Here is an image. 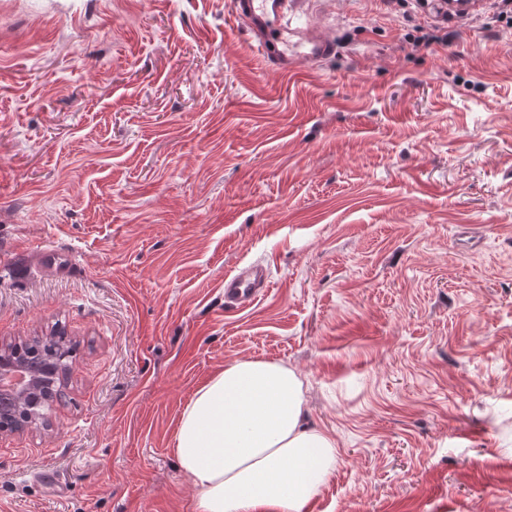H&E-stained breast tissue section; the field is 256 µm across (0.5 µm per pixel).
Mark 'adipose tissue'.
Listing matches in <instances>:
<instances>
[{
    "instance_id": "adipose-tissue-1",
    "label": "adipose tissue",
    "mask_w": 512,
    "mask_h": 512,
    "mask_svg": "<svg viewBox=\"0 0 512 512\" xmlns=\"http://www.w3.org/2000/svg\"><path fill=\"white\" fill-rule=\"evenodd\" d=\"M304 405L300 372L276 361L236 360L199 387L175 433L195 512H304L336 466Z\"/></svg>"
}]
</instances>
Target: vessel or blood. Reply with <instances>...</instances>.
I'll return each mask as SVG.
<instances>
[{
    "instance_id": "vessel-or-blood-1",
    "label": "vessel or blood",
    "mask_w": 512,
    "mask_h": 512,
    "mask_svg": "<svg viewBox=\"0 0 512 512\" xmlns=\"http://www.w3.org/2000/svg\"><path fill=\"white\" fill-rule=\"evenodd\" d=\"M302 0H233L235 16L250 31L262 55L275 59L282 71H289L290 57L284 50L288 29L283 24L287 11L300 7ZM298 44L305 58L322 60L334 54L335 45L325 35L304 33ZM270 270L263 265L239 266L224 275V306L232 310L252 307L268 290Z\"/></svg>"
}]
</instances>
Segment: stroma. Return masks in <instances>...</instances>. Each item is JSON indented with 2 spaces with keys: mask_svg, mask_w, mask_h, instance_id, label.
I'll list each match as a JSON object with an SVG mask.
<instances>
[{
  "mask_svg": "<svg viewBox=\"0 0 512 512\" xmlns=\"http://www.w3.org/2000/svg\"><path fill=\"white\" fill-rule=\"evenodd\" d=\"M231 2L0 0V344L76 348L0 512H194L180 414L247 357L336 440L319 512H512V13L307 0L283 74ZM269 285L268 267L252 264L235 267L224 275V308L244 310L252 307Z\"/></svg>",
  "mask_w": 512,
  "mask_h": 512,
  "instance_id": "stroma-1",
  "label": "stroma"
}]
</instances>
